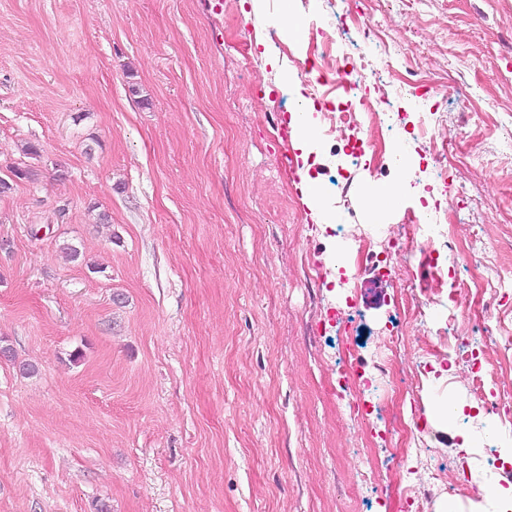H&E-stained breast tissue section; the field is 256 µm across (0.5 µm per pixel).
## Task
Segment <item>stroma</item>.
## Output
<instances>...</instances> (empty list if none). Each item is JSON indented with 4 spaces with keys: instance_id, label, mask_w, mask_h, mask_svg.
Returning <instances> with one entry per match:
<instances>
[{
    "instance_id": "1",
    "label": "stroma",
    "mask_w": 512,
    "mask_h": 512,
    "mask_svg": "<svg viewBox=\"0 0 512 512\" xmlns=\"http://www.w3.org/2000/svg\"><path fill=\"white\" fill-rule=\"evenodd\" d=\"M246 9L0 0V512H494L512 474L479 470L466 496L454 480L512 456V0ZM348 10L334 49L407 163L352 162L349 129L315 115L317 224L281 134L312 91V33ZM368 184L400 187L377 222ZM443 210L466 256L436 281L391 249L410 213ZM355 235L403 276L355 260ZM475 270L479 303L449 301ZM475 349L493 358L479 391Z\"/></svg>"
}]
</instances>
